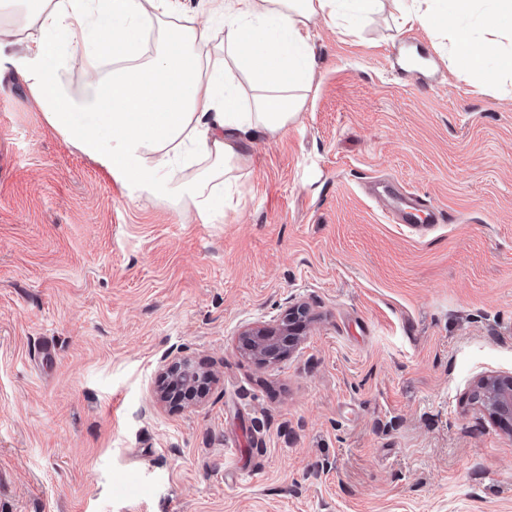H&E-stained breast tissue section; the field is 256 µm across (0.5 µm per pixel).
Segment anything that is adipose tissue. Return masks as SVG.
Returning a JSON list of instances; mask_svg holds the SVG:
<instances>
[{
	"instance_id": "obj_1",
	"label": "adipose tissue",
	"mask_w": 512,
	"mask_h": 512,
	"mask_svg": "<svg viewBox=\"0 0 512 512\" xmlns=\"http://www.w3.org/2000/svg\"><path fill=\"white\" fill-rule=\"evenodd\" d=\"M205 2L219 29L193 25L184 0H0V37L25 31L24 79L66 140L141 195L217 224L248 144L287 132L306 104L310 24L356 30L381 0ZM397 2L402 25L436 30L461 72L512 82V0ZM75 68L85 106L67 80Z\"/></svg>"
}]
</instances>
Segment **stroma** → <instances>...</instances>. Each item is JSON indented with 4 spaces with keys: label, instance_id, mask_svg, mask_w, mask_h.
I'll use <instances>...</instances> for the list:
<instances>
[{
    "label": "stroma",
    "instance_id": "obj_1",
    "mask_svg": "<svg viewBox=\"0 0 512 512\" xmlns=\"http://www.w3.org/2000/svg\"><path fill=\"white\" fill-rule=\"evenodd\" d=\"M385 5L311 28L308 102L186 221L67 141L0 42V512H512V92ZM445 223H388L366 182ZM307 309L276 363L246 327ZM201 395L158 404L163 366ZM168 369H170L169 382L167 386L162 388L158 393L159 399L165 402H172L175 396L174 391H172L174 387L181 386L190 388L198 382L201 377L199 371L188 362H173L168 366ZM474 399L502 418H512V378L484 377L476 386Z\"/></svg>",
    "mask_w": 512,
    "mask_h": 512
}]
</instances>
